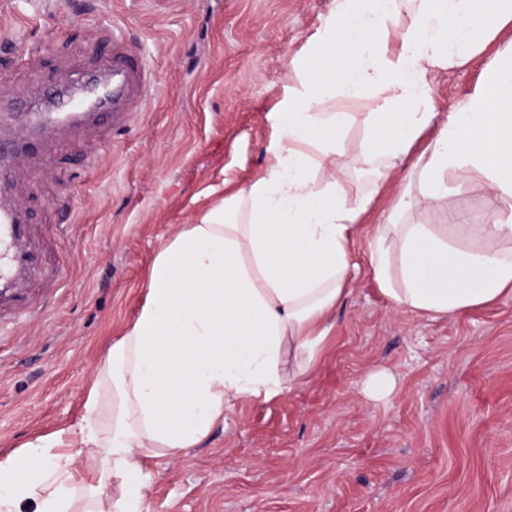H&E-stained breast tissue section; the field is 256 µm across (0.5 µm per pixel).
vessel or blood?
Here are the masks:
<instances>
[{
  "mask_svg": "<svg viewBox=\"0 0 512 512\" xmlns=\"http://www.w3.org/2000/svg\"><path fill=\"white\" fill-rule=\"evenodd\" d=\"M103 36L112 45L111 76L55 94L46 109L12 105V112L21 115L22 120L10 138L0 137V174L10 170L14 154L31 139H54L63 127L93 121L106 110L110 111L113 123L119 124L139 106L148 86L145 60L127 51L121 28L105 29ZM36 263L37 256L28 246L20 211L14 205L0 202V313L5 310L8 292L26 278Z\"/></svg>",
  "mask_w": 512,
  "mask_h": 512,
  "instance_id": "obj_1",
  "label": "vessel or blood"
}]
</instances>
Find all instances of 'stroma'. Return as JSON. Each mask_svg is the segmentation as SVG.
I'll use <instances>...</instances> for the list:
<instances>
[{"instance_id":"obj_1","label":"stroma","mask_w":512,"mask_h":512,"mask_svg":"<svg viewBox=\"0 0 512 512\" xmlns=\"http://www.w3.org/2000/svg\"><path fill=\"white\" fill-rule=\"evenodd\" d=\"M330 3L0 0L1 102L101 67L111 24L151 70L127 127L67 128L0 186L43 258L26 309L0 322V456L80 420L158 251L218 203L211 186L263 167L284 63ZM481 80L470 65L438 77L436 111ZM448 190L468 223H493L479 174H449ZM333 320L307 381L151 463L148 512H512V298L453 318L396 315L364 272ZM374 371L393 376L387 397L364 392Z\"/></svg>"}]
</instances>
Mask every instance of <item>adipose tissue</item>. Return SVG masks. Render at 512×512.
I'll return each mask as SVG.
<instances>
[{"mask_svg":"<svg viewBox=\"0 0 512 512\" xmlns=\"http://www.w3.org/2000/svg\"><path fill=\"white\" fill-rule=\"evenodd\" d=\"M508 25L512 0H332L285 64L263 168L244 186L224 179L221 201L160 249L81 421L0 457V512L27 502L34 512H145L148 460L196 446L237 403L269 401L309 376L361 267L397 314L436 320L512 297V42L485 52ZM472 62L482 84L437 117L436 75ZM370 98L372 111H348ZM357 121L364 136L348 142ZM411 154L358 263L350 246L362 218ZM360 167L372 182L351 205ZM452 172L483 177L494 223H451ZM431 213L447 223H426Z\"/></svg>","mask_w":512,"mask_h":512,"instance_id":"adipose-tissue-1","label":"adipose tissue"}]
</instances>
